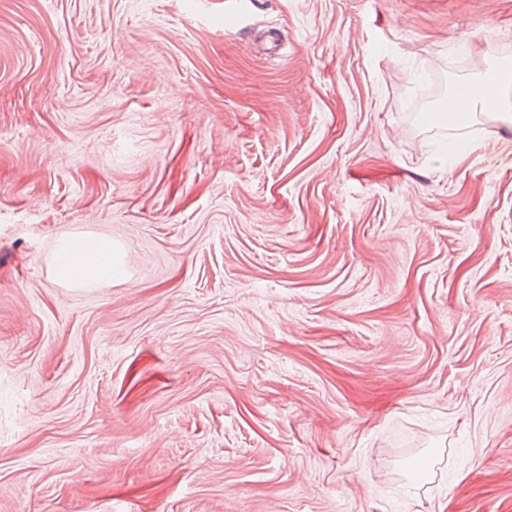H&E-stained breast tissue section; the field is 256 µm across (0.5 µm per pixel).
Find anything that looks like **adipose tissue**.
<instances>
[{"instance_id":"obj_1","label":"adipose tissue","mask_w":512,"mask_h":512,"mask_svg":"<svg viewBox=\"0 0 512 512\" xmlns=\"http://www.w3.org/2000/svg\"><path fill=\"white\" fill-rule=\"evenodd\" d=\"M56 271L66 278L71 269H79L88 284L107 282L112 277V242L103 237L60 238L55 246Z\"/></svg>"}]
</instances>
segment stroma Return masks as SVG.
<instances>
[{
	"mask_svg": "<svg viewBox=\"0 0 512 512\" xmlns=\"http://www.w3.org/2000/svg\"><path fill=\"white\" fill-rule=\"evenodd\" d=\"M255 3L0 0V512H512V0ZM487 76L488 73H480L478 78L475 81L468 83V106L471 110L476 112L479 111L478 107L483 102V98L485 101V109L488 111H492L497 104V96L496 94L487 93L484 97V92L487 89ZM56 271L66 279L72 267L80 270L85 284L112 279V240L103 237H61L55 246Z\"/></svg>",
	"mask_w": 512,
	"mask_h": 512,
	"instance_id": "1",
	"label": "stroma"
}]
</instances>
